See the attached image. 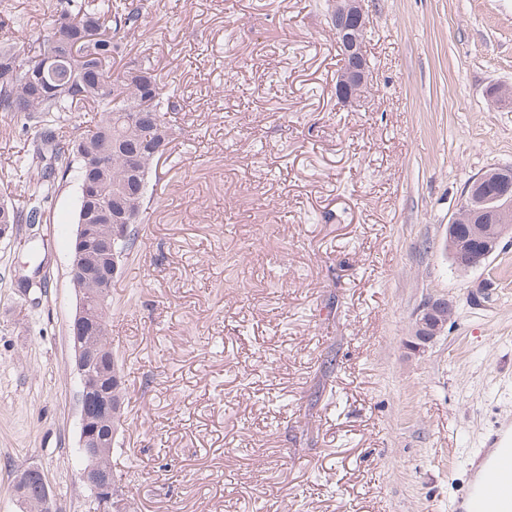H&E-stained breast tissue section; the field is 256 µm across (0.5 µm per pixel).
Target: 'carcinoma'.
Returning a JSON list of instances; mask_svg holds the SVG:
<instances>
[{"label": "carcinoma", "instance_id": "obj_1", "mask_svg": "<svg viewBox=\"0 0 512 512\" xmlns=\"http://www.w3.org/2000/svg\"><path fill=\"white\" fill-rule=\"evenodd\" d=\"M140 7L100 0H52L46 32L22 54L0 43V112L35 130L31 155L21 166L37 193L22 207L0 203L1 224H41L42 203L69 178L78 187L75 223L95 225L97 237L110 235L117 212L135 216L124 243L131 250L144 223L153 190V167L168 151L177 89L142 60L119 71L112 60L127 56L140 32ZM91 105L101 112L94 130L62 138L73 112Z\"/></svg>", "mask_w": 512, "mask_h": 512}]
</instances>
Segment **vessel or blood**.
I'll return each mask as SVG.
<instances>
[{"label": "vessel or blood", "mask_w": 512, "mask_h": 512, "mask_svg": "<svg viewBox=\"0 0 512 512\" xmlns=\"http://www.w3.org/2000/svg\"><path fill=\"white\" fill-rule=\"evenodd\" d=\"M493 440L498 451L465 493L463 512H512V433L498 429Z\"/></svg>", "instance_id": "vessel-or-blood-1"}]
</instances>
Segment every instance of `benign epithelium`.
<instances>
[{
    "mask_svg": "<svg viewBox=\"0 0 512 512\" xmlns=\"http://www.w3.org/2000/svg\"><path fill=\"white\" fill-rule=\"evenodd\" d=\"M363 0H331V32L336 46L348 59L349 65L336 76V98L350 103L360 98L368 80V60L365 50L366 16ZM492 181L504 188L493 204L474 207L471 199ZM129 221L113 225L105 241L97 238L89 224H79L72 240L69 256V276L77 287V306L70 324V342L75 368L80 381L79 448L85 460L81 478L88 486L93 512H128L127 498L115 482L112 472V441L118 427L112 418L119 417L122 405L112 407V381H121L114 357L104 356L93 344L107 319L108 299L112 295V280L120 272L125 252L117 247L124 239ZM512 230V166L495 167L472 178L465 186L461 201L448 224L446 251L453 266L460 272L480 267L498 250L503 235ZM476 241L485 242L479 251L472 249ZM110 256V265L98 290L88 292L80 285L100 275L96 259L101 253ZM452 304L443 297L428 299L413 318L411 347L424 348L440 336L448 324ZM106 361L107 370L97 368ZM13 487L20 508H27L29 497L36 495L43 512H51L53 495L44 471L38 466H25L18 471Z\"/></svg>",
    "mask_w": 512,
    "mask_h": 512,
    "instance_id": "1",
    "label": "benign epithelium"
}]
</instances>
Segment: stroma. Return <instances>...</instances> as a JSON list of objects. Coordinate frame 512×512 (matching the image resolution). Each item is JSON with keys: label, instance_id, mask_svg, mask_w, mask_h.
I'll list each match as a JSON object with an SVG mask.
<instances>
[{"label": "stroma", "instance_id": "35a3bbf8", "mask_svg": "<svg viewBox=\"0 0 512 512\" xmlns=\"http://www.w3.org/2000/svg\"><path fill=\"white\" fill-rule=\"evenodd\" d=\"M132 55L178 87L154 198L112 284L125 395L112 469L130 512H457L512 423V233L444 249L466 183L512 165V0H363L367 91L334 93L329 0H141ZM27 41L49 0H0ZM0 112V200L20 206ZM75 184L0 241V512L41 466L92 512L74 454L67 267ZM453 313L411 350L429 297Z\"/></svg>", "mask_w": 512, "mask_h": 512}]
</instances>
